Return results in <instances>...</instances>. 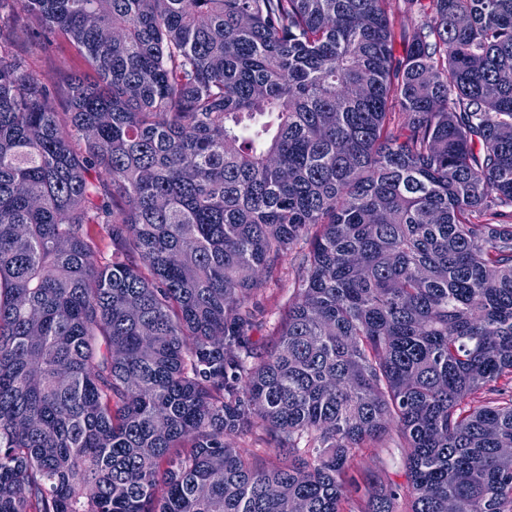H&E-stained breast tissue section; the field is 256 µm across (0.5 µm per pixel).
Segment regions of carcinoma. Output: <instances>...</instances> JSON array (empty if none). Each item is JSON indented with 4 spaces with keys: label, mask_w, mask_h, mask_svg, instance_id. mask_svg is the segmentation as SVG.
<instances>
[{
    "label": "carcinoma",
    "mask_w": 512,
    "mask_h": 512,
    "mask_svg": "<svg viewBox=\"0 0 512 512\" xmlns=\"http://www.w3.org/2000/svg\"><path fill=\"white\" fill-rule=\"evenodd\" d=\"M391 2L0 0V512H512V0ZM17 50L39 82L51 91L59 89L72 70L93 76L63 37L54 38L51 46L42 47L39 42L31 41L17 46ZM298 262L299 258L295 251L284 254L281 257L280 263L283 271L288 272V280L282 282V284L277 288L271 287V289L266 290L264 294H261L258 297L267 321L273 322L279 317V315L282 313L284 303L292 294V278L294 277V271L298 265ZM382 448L380 451V459L373 455H366L360 459V467L374 475V479L378 482H384L387 478H391L396 482H404L403 455L400 448Z\"/></svg>",
    "instance_id": "obj_1"
}]
</instances>
